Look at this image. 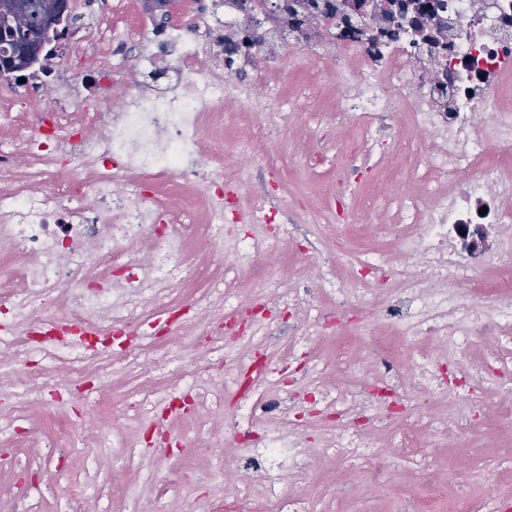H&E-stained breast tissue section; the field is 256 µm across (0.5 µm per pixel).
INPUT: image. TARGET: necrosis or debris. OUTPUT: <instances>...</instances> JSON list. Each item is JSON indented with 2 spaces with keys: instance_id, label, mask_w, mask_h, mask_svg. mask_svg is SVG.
I'll use <instances>...</instances> for the list:
<instances>
[{
  "instance_id": "obj_1",
  "label": "necrosis or debris",
  "mask_w": 512,
  "mask_h": 512,
  "mask_svg": "<svg viewBox=\"0 0 512 512\" xmlns=\"http://www.w3.org/2000/svg\"><path fill=\"white\" fill-rule=\"evenodd\" d=\"M174 3L160 26L111 0L27 81L0 76V470L41 469L44 446L61 464L73 446L84 466L111 456L124 512H168L186 482L212 492L185 512H369L368 491L386 489L392 512H500L512 0H443L455 33L433 66L407 14L374 52L322 18L232 70L209 35L242 28L233 0ZM170 66L164 86L140 78ZM88 68L123 110L82 94ZM296 120L297 165L326 180V204L295 195L278 163ZM238 123L247 169L224 160ZM376 238L387 248H367ZM120 378L108 433L86 436L47 396Z\"/></svg>"
}]
</instances>
